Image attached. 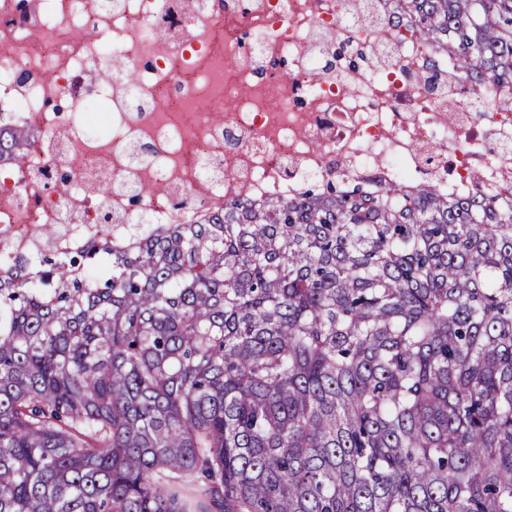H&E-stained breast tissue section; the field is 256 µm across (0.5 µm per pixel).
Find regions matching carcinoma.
Instances as JSON below:
<instances>
[{"instance_id": "1", "label": "carcinoma", "mask_w": 512, "mask_h": 512, "mask_svg": "<svg viewBox=\"0 0 512 512\" xmlns=\"http://www.w3.org/2000/svg\"><path fill=\"white\" fill-rule=\"evenodd\" d=\"M512 89V0H383ZM34 133L0 125V164ZM512 512V188L329 181L0 272V512Z\"/></svg>"}]
</instances>
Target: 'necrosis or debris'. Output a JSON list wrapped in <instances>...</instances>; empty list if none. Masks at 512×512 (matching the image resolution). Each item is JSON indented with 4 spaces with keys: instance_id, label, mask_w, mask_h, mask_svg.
Segmentation results:
<instances>
[{
    "instance_id": "4bbe7bcc",
    "label": "necrosis or debris",
    "mask_w": 512,
    "mask_h": 512,
    "mask_svg": "<svg viewBox=\"0 0 512 512\" xmlns=\"http://www.w3.org/2000/svg\"><path fill=\"white\" fill-rule=\"evenodd\" d=\"M366 0H0V123L38 132L0 166V267L93 235L357 175L512 184V90L414 82L427 50ZM400 64L351 65L320 37ZM131 66L116 75L113 62ZM140 188V199L131 191Z\"/></svg>"
}]
</instances>
